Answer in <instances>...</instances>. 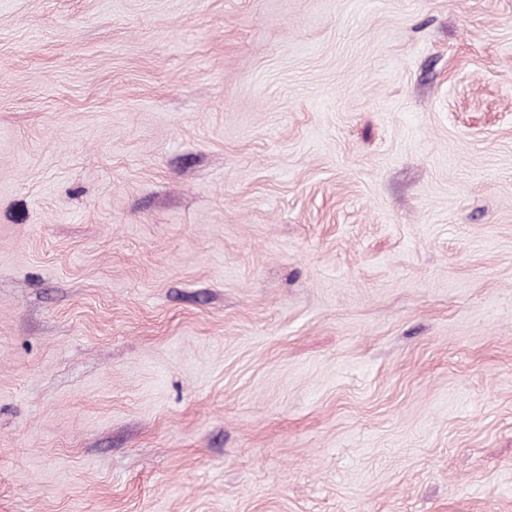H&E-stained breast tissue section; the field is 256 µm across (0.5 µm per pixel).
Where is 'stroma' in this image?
I'll list each match as a JSON object with an SVG mask.
<instances>
[{"mask_svg": "<svg viewBox=\"0 0 512 512\" xmlns=\"http://www.w3.org/2000/svg\"><path fill=\"white\" fill-rule=\"evenodd\" d=\"M0 512H512V0H0Z\"/></svg>", "mask_w": 512, "mask_h": 512, "instance_id": "stroma-1", "label": "stroma"}]
</instances>
